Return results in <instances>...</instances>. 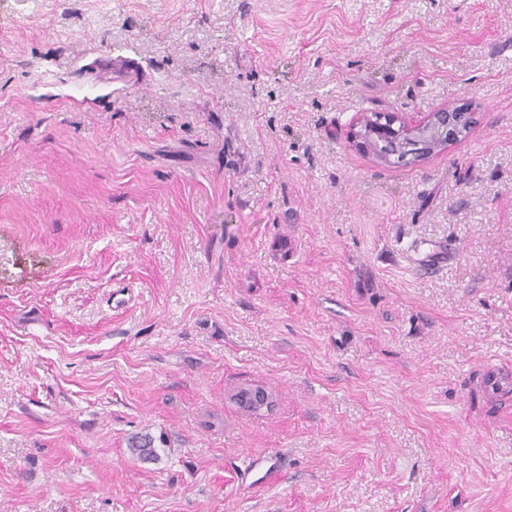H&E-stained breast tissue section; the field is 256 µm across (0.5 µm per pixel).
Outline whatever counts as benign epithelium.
<instances>
[{
  "instance_id": "1",
  "label": "benign epithelium",
  "mask_w": 512,
  "mask_h": 512,
  "mask_svg": "<svg viewBox=\"0 0 512 512\" xmlns=\"http://www.w3.org/2000/svg\"><path fill=\"white\" fill-rule=\"evenodd\" d=\"M476 121V113L464 107H445L429 115L421 121L409 122L395 115L367 116L360 115L352 123L348 132L349 143L356 149L383 162L385 158L372 153L370 145L375 137L385 133L409 135L417 138L420 145L428 147V153L462 142ZM235 399L241 408L248 412L262 410L271 405V396L265 388L252 385L240 389Z\"/></svg>"
}]
</instances>
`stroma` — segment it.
<instances>
[{
	"mask_svg": "<svg viewBox=\"0 0 512 512\" xmlns=\"http://www.w3.org/2000/svg\"><path fill=\"white\" fill-rule=\"evenodd\" d=\"M446 105L424 160L347 141ZM492 366L512 0H0V512H512ZM477 112L471 108L445 107L431 112L421 121L409 122L403 117L380 114V116L359 115L348 132L349 143L356 149L372 155L377 161L385 158L371 151L375 137L385 133L416 137L419 146L429 147L428 154L446 149L462 142L476 121ZM398 123L397 127H394ZM435 137L425 143L424 137ZM235 399L245 411L253 412L262 410L271 405V396L265 388L257 385L241 388L236 394Z\"/></svg>",
	"mask_w": 512,
	"mask_h": 512,
	"instance_id": "stroma-1",
	"label": "stroma"
}]
</instances>
